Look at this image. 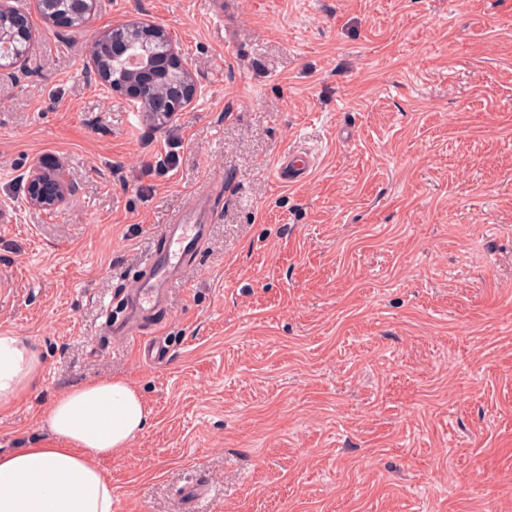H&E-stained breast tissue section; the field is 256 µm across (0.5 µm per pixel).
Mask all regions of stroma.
Segmentation results:
<instances>
[{
	"instance_id": "35a3bbf8",
	"label": "stroma",
	"mask_w": 512,
	"mask_h": 512,
	"mask_svg": "<svg viewBox=\"0 0 512 512\" xmlns=\"http://www.w3.org/2000/svg\"><path fill=\"white\" fill-rule=\"evenodd\" d=\"M23 2L0 331L43 369L0 409V452L45 437L62 391L118 377L150 421L99 463L114 512H512V0H98L79 31ZM132 18L192 74L172 116L88 68ZM291 147L316 168L288 185ZM40 163L72 189L58 211L25 200ZM204 190L208 243L113 339L104 305Z\"/></svg>"
}]
</instances>
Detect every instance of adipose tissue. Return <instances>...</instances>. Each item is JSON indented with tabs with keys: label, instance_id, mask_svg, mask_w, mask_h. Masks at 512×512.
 <instances>
[{
	"label": "adipose tissue",
	"instance_id": "obj_1",
	"mask_svg": "<svg viewBox=\"0 0 512 512\" xmlns=\"http://www.w3.org/2000/svg\"><path fill=\"white\" fill-rule=\"evenodd\" d=\"M43 359L28 337L0 332V408L40 375ZM138 390L112 378L61 392L43 424L41 446L0 454V512H113L100 459L128 448L149 423Z\"/></svg>",
	"mask_w": 512,
	"mask_h": 512
}]
</instances>
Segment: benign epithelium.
Returning <instances> with one entry per match:
<instances>
[{
    "label": "benign epithelium",
    "mask_w": 512,
    "mask_h": 512,
    "mask_svg": "<svg viewBox=\"0 0 512 512\" xmlns=\"http://www.w3.org/2000/svg\"><path fill=\"white\" fill-rule=\"evenodd\" d=\"M89 2L97 4V0H70L71 15L67 16L54 14L53 0H42L44 19L59 28H69L70 16L83 15ZM0 18L10 23V29L0 33V39L24 45L30 43L32 32L28 17L8 9L6 0H0ZM110 33L112 37L95 43L90 54L91 69L102 87L125 96L142 112L164 115L177 111L192 98L194 85L190 73L165 29L154 23L133 21L113 27ZM115 66L122 73L118 81L110 76ZM165 70L172 71L174 79L161 89L153 73ZM70 191L59 168L37 165L27 180L26 199L33 207L54 212L65 204Z\"/></svg>",
    "instance_id": "7a95c632"
}]
</instances>
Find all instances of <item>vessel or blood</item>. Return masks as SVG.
Listing matches in <instances>:
<instances>
[{"label": "vessel or blood", "instance_id": "b4317fda", "mask_svg": "<svg viewBox=\"0 0 512 512\" xmlns=\"http://www.w3.org/2000/svg\"><path fill=\"white\" fill-rule=\"evenodd\" d=\"M311 170L308 154L292 148L283 152L275 172L281 182L291 184L308 176ZM212 219L209 196L199 192L184 211L163 225L157 241L144 256L139 276L124 292L125 318L104 321L110 335L132 336L140 317L166 309L168 291L181 280L186 257L207 243Z\"/></svg>", "mask_w": 512, "mask_h": 512}]
</instances>
